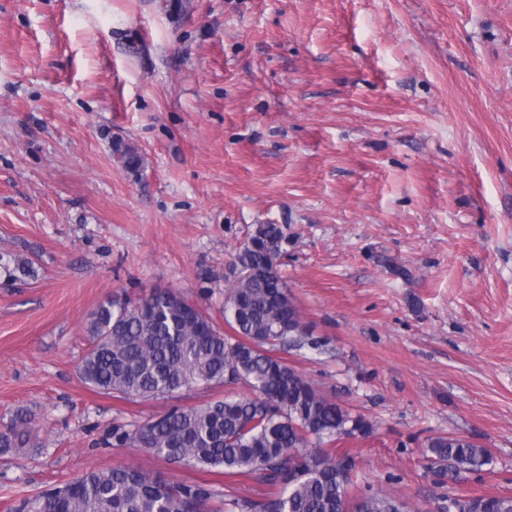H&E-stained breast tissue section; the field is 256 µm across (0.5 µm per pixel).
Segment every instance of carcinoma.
I'll use <instances>...</instances> for the list:
<instances>
[{
	"label": "carcinoma",
	"instance_id": "1",
	"mask_svg": "<svg viewBox=\"0 0 512 512\" xmlns=\"http://www.w3.org/2000/svg\"><path fill=\"white\" fill-rule=\"evenodd\" d=\"M113 157L139 173L145 159L129 142ZM283 230L257 224L224 276L223 334L183 293L157 287L131 297H110L91 312L92 346L77 371L106 393L170 396L197 386L242 382L251 396H227L198 407H174L143 424L115 423L112 446L142 448L168 462L202 470L224 469L275 493L242 498L208 483L171 482L134 466L91 467L74 480L26 500L24 512H409L407 503L360 487L351 454L326 445L373 425L323 393L274 354L277 344L316 350L299 307L277 269ZM31 415L18 412L0 431V448H23L34 436ZM428 469L458 482L493 462L488 448L461 435H438L426 445ZM458 512H512V500L452 498Z\"/></svg>",
	"mask_w": 512,
	"mask_h": 512
}]
</instances>
